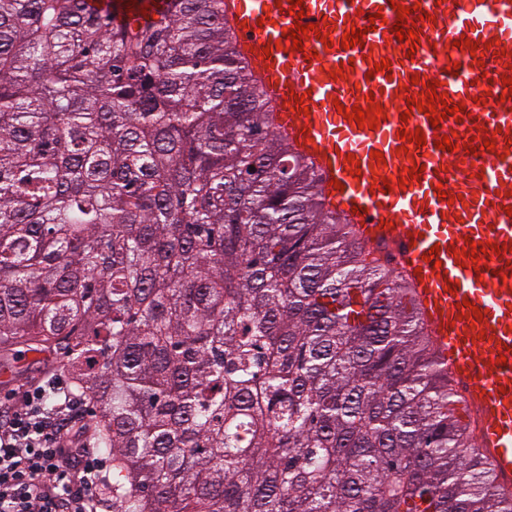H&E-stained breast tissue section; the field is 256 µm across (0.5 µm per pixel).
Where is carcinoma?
<instances>
[{"label": "carcinoma", "instance_id": "obj_1", "mask_svg": "<svg viewBox=\"0 0 512 512\" xmlns=\"http://www.w3.org/2000/svg\"><path fill=\"white\" fill-rule=\"evenodd\" d=\"M86 2L0 0V354L63 362L112 512H512L217 0ZM149 4V8L145 5ZM90 9L107 12L116 23L128 16H136L142 24L150 25L158 21L171 8V0H88ZM145 9V13H142Z\"/></svg>", "mask_w": 512, "mask_h": 512}]
</instances>
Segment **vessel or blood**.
<instances>
[{
  "instance_id": "obj_1",
  "label": "vessel or blood",
  "mask_w": 512,
  "mask_h": 512,
  "mask_svg": "<svg viewBox=\"0 0 512 512\" xmlns=\"http://www.w3.org/2000/svg\"><path fill=\"white\" fill-rule=\"evenodd\" d=\"M219 0L236 50L273 106L276 131L311 163L327 207L358 241L390 260L412 287L435 358L460 398L455 411L475 431L495 481L512 487V0ZM408 7L398 17L397 6ZM114 22L158 21L171 0H87ZM316 24L302 48L295 25ZM360 41L343 47L350 28ZM415 39H397L396 29ZM386 70H375L381 59ZM440 81L447 106L431 124L409 110L425 83ZM381 103L376 128H359L339 107ZM410 119H403V112ZM422 130L425 145L402 139ZM455 136L458 150L436 148ZM492 147H485V140ZM384 163H377L376 153ZM422 167L409 179L405 171ZM487 249L470 255L473 242ZM435 260H428L431 247ZM479 316H472V308Z\"/></svg>"
}]
</instances>
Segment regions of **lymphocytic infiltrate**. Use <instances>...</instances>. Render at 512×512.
<instances>
[{
  "label": "lymphocytic infiltrate",
  "instance_id": "f902f5d3",
  "mask_svg": "<svg viewBox=\"0 0 512 512\" xmlns=\"http://www.w3.org/2000/svg\"><path fill=\"white\" fill-rule=\"evenodd\" d=\"M80 404L57 377L0 401V512H100L105 466L80 440Z\"/></svg>",
  "mask_w": 512,
  "mask_h": 512
}]
</instances>
